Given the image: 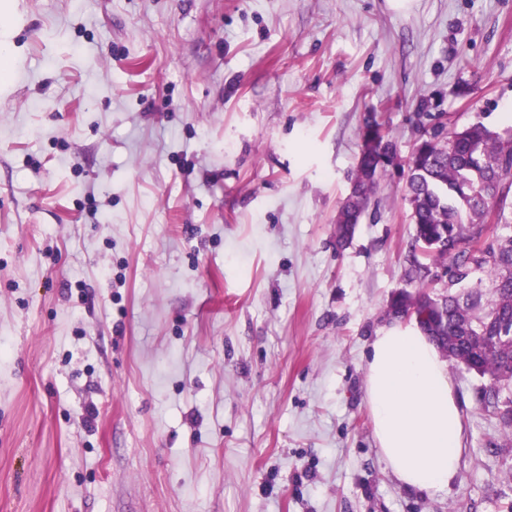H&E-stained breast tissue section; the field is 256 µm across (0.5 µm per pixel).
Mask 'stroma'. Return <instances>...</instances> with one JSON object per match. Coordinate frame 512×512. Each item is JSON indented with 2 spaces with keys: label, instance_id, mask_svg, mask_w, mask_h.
<instances>
[{
  "label": "stroma",
  "instance_id": "stroma-1",
  "mask_svg": "<svg viewBox=\"0 0 512 512\" xmlns=\"http://www.w3.org/2000/svg\"><path fill=\"white\" fill-rule=\"evenodd\" d=\"M0 512H512L478 377L444 491L379 455L366 364L415 291L405 169L336 241L360 128L512 129V0H8Z\"/></svg>",
  "mask_w": 512,
  "mask_h": 512
}]
</instances>
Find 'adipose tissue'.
<instances>
[{"label": "adipose tissue", "mask_w": 512, "mask_h": 512, "mask_svg": "<svg viewBox=\"0 0 512 512\" xmlns=\"http://www.w3.org/2000/svg\"><path fill=\"white\" fill-rule=\"evenodd\" d=\"M365 399L376 447L407 487L447 488L461 454L463 422L448 364L417 326L393 323L371 343Z\"/></svg>", "instance_id": "adipose-tissue-1"}]
</instances>
